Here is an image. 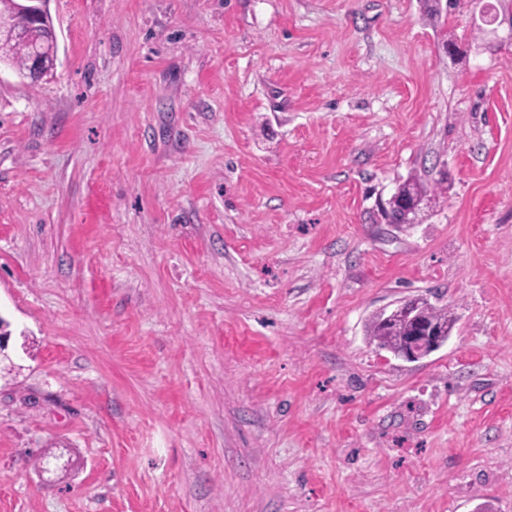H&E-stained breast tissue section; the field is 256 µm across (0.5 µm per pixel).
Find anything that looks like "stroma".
Returning a JSON list of instances; mask_svg holds the SVG:
<instances>
[{"label": "stroma", "mask_w": 512, "mask_h": 512, "mask_svg": "<svg viewBox=\"0 0 512 512\" xmlns=\"http://www.w3.org/2000/svg\"><path fill=\"white\" fill-rule=\"evenodd\" d=\"M500 5L49 0L51 73L0 65V512H512ZM421 294L442 348L369 344ZM431 199L427 190L417 182H405L398 186L392 195L389 206L381 209V216L388 224H401L408 219L406 213L410 208L416 209V214L428 208ZM421 301L420 319L430 325L444 336V343L455 326L456 319L449 312L447 306H437L432 304L426 297H419Z\"/></svg>", "instance_id": "35a3bbf8"}]
</instances>
